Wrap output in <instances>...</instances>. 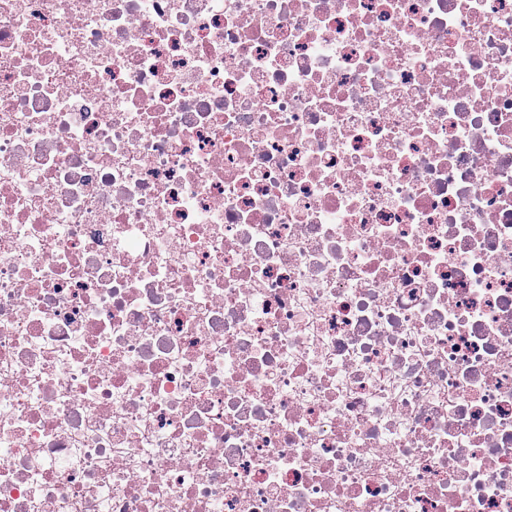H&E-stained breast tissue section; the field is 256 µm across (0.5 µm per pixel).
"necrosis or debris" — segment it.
<instances>
[{"label":"necrosis or debris","instance_id":"obj_1","mask_svg":"<svg viewBox=\"0 0 512 512\" xmlns=\"http://www.w3.org/2000/svg\"><path fill=\"white\" fill-rule=\"evenodd\" d=\"M0 512H512V0H0Z\"/></svg>","mask_w":512,"mask_h":512}]
</instances>
